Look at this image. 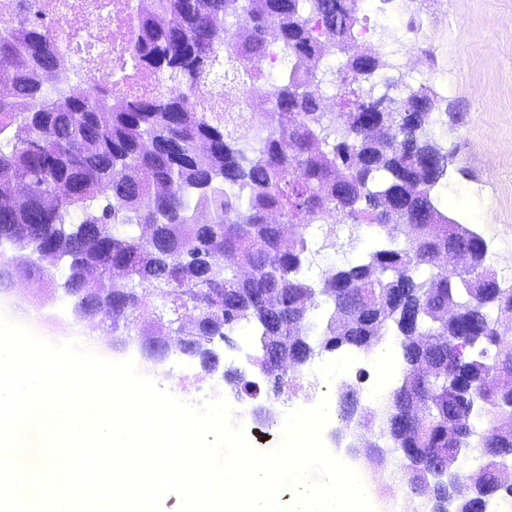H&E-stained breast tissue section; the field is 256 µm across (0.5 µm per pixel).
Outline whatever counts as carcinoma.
Here are the masks:
<instances>
[{"label":"carcinoma","mask_w":512,"mask_h":512,"mask_svg":"<svg viewBox=\"0 0 512 512\" xmlns=\"http://www.w3.org/2000/svg\"><path fill=\"white\" fill-rule=\"evenodd\" d=\"M362 10V0H134L127 53L189 91L167 98H115L78 69L58 85L65 60L43 16L24 8L0 23V67L14 72L0 91V176L28 185L0 195V243L27 229L31 253L57 251L69 294L101 305L114 334H132L149 312L208 323L211 341L245 329L249 364L269 377L285 354L371 351L395 337L400 384L361 417L356 385H339L341 420L372 435L379 450L367 460L406 484L411 512L446 497L450 512H487L444 483L424 502L414 491L428 465L512 495L498 481L512 467V435L494 428L512 413V283L487 264L474 225L437 205L455 152L432 129L435 93L422 85L374 107L364 82L386 62L381 47L354 43ZM271 23L283 69L268 96L293 120L259 123L238 99L222 112L196 108L192 96L216 77L245 86L263 74ZM338 52L336 111L326 112L321 86L336 71L319 63ZM313 224L327 225L325 247L373 245L311 278ZM200 277L224 285L220 301L194 304ZM141 288L161 306L149 311ZM224 379L255 386L240 369ZM477 448L481 464L460 470Z\"/></svg>","instance_id":"carcinoma-1"}]
</instances>
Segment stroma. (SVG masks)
<instances>
[{"label":"stroma","mask_w":512,"mask_h":512,"mask_svg":"<svg viewBox=\"0 0 512 512\" xmlns=\"http://www.w3.org/2000/svg\"><path fill=\"white\" fill-rule=\"evenodd\" d=\"M382 8L381 0H370L366 12L369 42H383L388 54L387 67L371 80L375 93L396 97L422 84L434 90L445 113L436 130L445 146L456 149L458 165L441 189L440 206L450 217L474 224L489 254H512V0H411L407 10L388 17ZM384 18L397 33H406L413 21L431 34L432 45L413 49L410 68L398 66L393 40H380L377 29ZM72 305L61 290H45L21 274L12 291L0 295V310L42 338H92L95 353L112 361L135 359L142 374L194 407L221 395L225 370H249L254 344L240 335L228 344L216 342L218 371L178 352L157 367L141 359L136 346L113 348L111 334L77 321ZM250 372L260 383L258 398L226 397L253 446L272 448L280 441L279 429L258 425L253 411L271 406L275 397L259 371Z\"/></svg>","instance_id":"obj_1"}]
</instances>
